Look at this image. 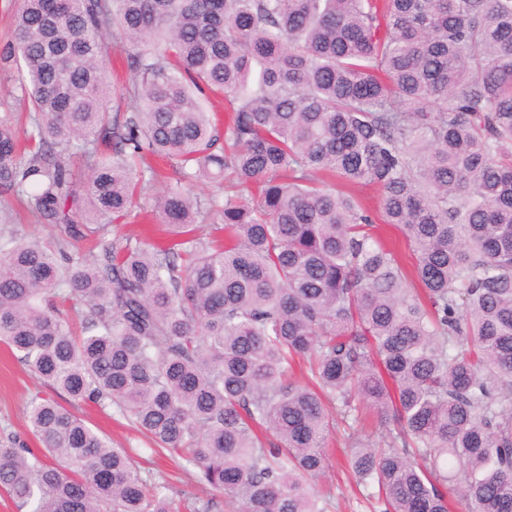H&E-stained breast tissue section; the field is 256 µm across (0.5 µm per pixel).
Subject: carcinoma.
Segmentation results:
<instances>
[{
	"label": "carcinoma",
	"mask_w": 512,
	"mask_h": 512,
	"mask_svg": "<svg viewBox=\"0 0 512 512\" xmlns=\"http://www.w3.org/2000/svg\"><path fill=\"white\" fill-rule=\"evenodd\" d=\"M116 43L137 78L109 105ZM0 62L32 126L0 121V187L59 231L0 235V343L43 384L229 512H327L328 439L365 412L397 424L350 443L380 512H512V0H21ZM227 170L259 198L198 200ZM160 176L167 241L108 239ZM28 419L38 447H0L18 512H175L134 449L38 393ZM375 224L379 227L377 232L380 234L383 241L390 248L394 249L403 259L407 267L411 269L413 254L402 231L394 226L383 224L380 216Z\"/></svg>",
	"instance_id": "1"
}]
</instances>
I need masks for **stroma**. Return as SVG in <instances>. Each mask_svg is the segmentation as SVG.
I'll return each instance as SVG.
<instances>
[{
    "mask_svg": "<svg viewBox=\"0 0 512 512\" xmlns=\"http://www.w3.org/2000/svg\"><path fill=\"white\" fill-rule=\"evenodd\" d=\"M0 229L20 238L49 239L55 234L52 226L41 223L23 208L13 192L0 189ZM41 394L79 415L86 424L115 448H133L139 452L142 467L149 470L154 481L166 484L176 507H184L189 496H202L194 481L193 470L163 453L152 451L149 439L129 426L113 408L100 409L83 405L60 391L41 386L33 372L18 357L0 344V445L16 441L32 442L27 403L32 394ZM331 491L330 512H373L362 487L357 486L348 470L347 458L336 453L323 481Z\"/></svg>",
    "mask_w": 512,
    "mask_h": 512,
    "instance_id": "35a3bbf8",
    "label": "stroma"
}]
</instances>
